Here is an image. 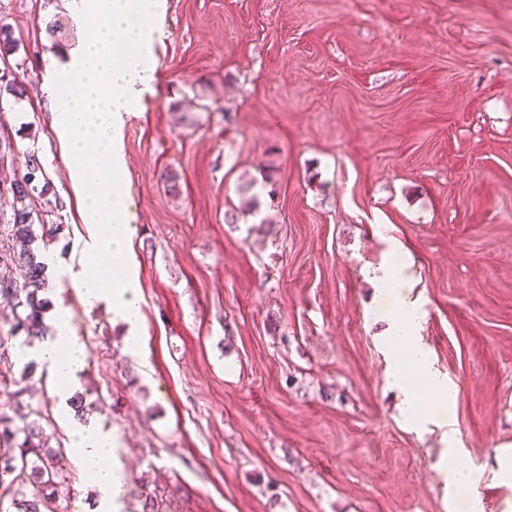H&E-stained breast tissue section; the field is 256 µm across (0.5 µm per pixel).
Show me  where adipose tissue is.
I'll return each instance as SVG.
<instances>
[{"mask_svg": "<svg viewBox=\"0 0 512 512\" xmlns=\"http://www.w3.org/2000/svg\"><path fill=\"white\" fill-rule=\"evenodd\" d=\"M158 0H70V12L94 25L72 54L69 71L74 82L50 87L51 125L59 145L73 161L71 188L81 202L78 212L88 237L89 257L109 255L112 273L102 277L99 265L64 270L69 285L90 307L106 305L128 330L131 350L144 348L140 330L142 292L133 262L136 229L130 220L122 189L128 165L121 144L124 118L130 111V93L150 88L156 70L154 47L164 37L157 25ZM373 279L392 284L397 303L386 314L385 334L395 343L393 375L402 394V409L420 423L442 428L443 455L455 458L461 442L454 417L458 392L434 368L431 354L418 340L425 312L409 288L405 266L372 271ZM52 335L42 344L40 358L53 380L75 462L99 493L100 505L109 512L122 493L123 473L113 461L112 433L78 421L69 400L82 371L86 350L74 336L67 310L52 319ZM432 395L437 414L419 407L422 394Z\"/></svg>", "mask_w": 512, "mask_h": 512, "instance_id": "obj_1", "label": "adipose tissue"}]
</instances>
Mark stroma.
Here are the masks:
<instances>
[{
	"mask_svg": "<svg viewBox=\"0 0 512 512\" xmlns=\"http://www.w3.org/2000/svg\"><path fill=\"white\" fill-rule=\"evenodd\" d=\"M68 0H0L26 81L0 138L34 152L56 263L86 261L46 95L83 36ZM153 93L123 128L137 227L143 352L107 308L51 283L90 365L84 421L110 428L120 512H466L439 433L399 413L376 320L396 303L368 269L403 260L419 334L457 386L459 461L506 512L512 443V0H164ZM175 176L167 183L165 174ZM256 179L269 233L228 224ZM24 401L68 444L42 365ZM58 512H99L71 468Z\"/></svg>",
	"mask_w": 512,
	"mask_h": 512,
	"instance_id": "1",
	"label": "stroma"
}]
</instances>
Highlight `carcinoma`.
<instances>
[{
  "mask_svg": "<svg viewBox=\"0 0 512 512\" xmlns=\"http://www.w3.org/2000/svg\"><path fill=\"white\" fill-rule=\"evenodd\" d=\"M8 94L19 102L26 96L24 81L18 75L0 74V100ZM43 168L33 153L25 155L24 172L14 174L9 182L10 192L19 203L7 221L6 239L20 243L16 250L8 247V253L0 262V279L13 278V269L24 271V282L14 292L0 298L15 309V322L10 337L26 336L32 344L48 335L49 328L44 314L50 300L42 296L49 286L48 265L41 247L48 246L56 234L63 230L61 224H44L42 214L30 207V202L45 186L41 185ZM41 224V235H36L34 224ZM41 240L42 246L35 245ZM15 361L0 351V392L15 400L12 413H0V443L9 451L0 455V504L8 500L16 512H57L59 490L68 486L71 474L59 464L63 450L50 446V435L40 424L41 410L32 404H23L24 390L18 387L13 369Z\"/></svg>",
  "mask_w": 512,
  "mask_h": 512,
  "instance_id": "carcinoma-1",
  "label": "carcinoma"
}]
</instances>
